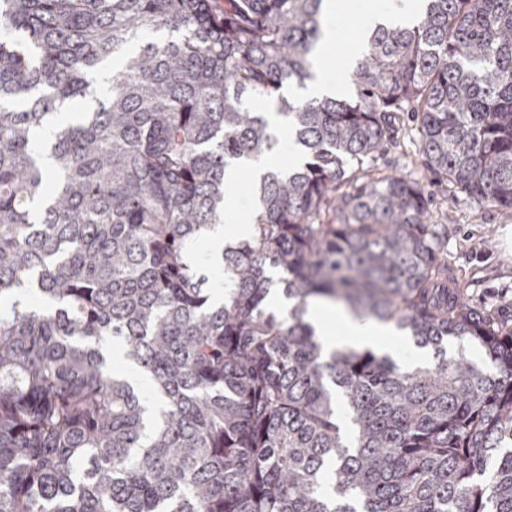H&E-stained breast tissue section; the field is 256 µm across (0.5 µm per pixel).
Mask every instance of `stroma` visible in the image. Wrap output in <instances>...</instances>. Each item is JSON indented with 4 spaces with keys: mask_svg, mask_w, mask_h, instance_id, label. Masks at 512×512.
Here are the masks:
<instances>
[{
    "mask_svg": "<svg viewBox=\"0 0 512 512\" xmlns=\"http://www.w3.org/2000/svg\"><path fill=\"white\" fill-rule=\"evenodd\" d=\"M361 23L353 9L336 21V43L325 64L329 73L347 76V62ZM395 139L386 152L370 158V168L397 173L416 182L431 196L437 223L447 225L441 250L458 284L464 303L498 314H512V209L478 203L451 184L435 182L425 164L410 111L395 116Z\"/></svg>",
    "mask_w": 512,
    "mask_h": 512,
    "instance_id": "1",
    "label": "stroma"
}]
</instances>
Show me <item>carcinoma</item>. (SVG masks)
Returning <instances> with one entry per match:
<instances>
[{"instance_id": "cac0c4a2", "label": "carcinoma", "mask_w": 512, "mask_h": 512, "mask_svg": "<svg viewBox=\"0 0 512 512\" xmlns=\"http://www.w3.org/2000/svg\"><path fill=\"white\" fill-rule=\"evenodd\" d=\"M321 5L0 0V512H512V325L448 286L418 184L364 168L409 106L434 174L512 208V0H423L351 94L286 98ZM270 104L301 163L257 179ZM232 163L256 203L216 305L188 249ZM315 298L433 361L327 351Z\"/></svg>"}]
</instances>
